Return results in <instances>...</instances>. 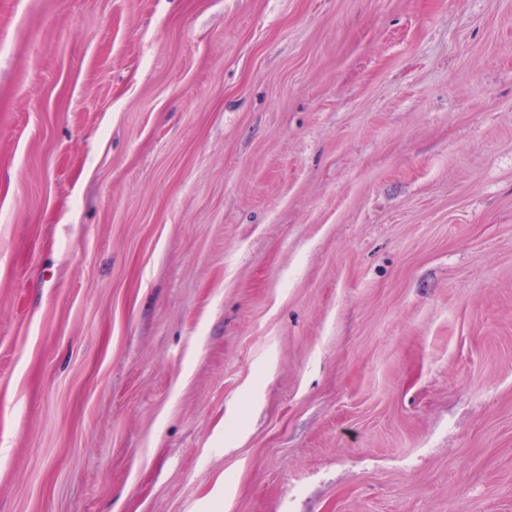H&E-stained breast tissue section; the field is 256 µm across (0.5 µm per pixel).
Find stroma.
I'll list each match as a JSON object with an SVG mask.
<instances>
[{
	"instance_id": "35a3bbf8",
	"label": "stroma",
	"mask_w": 512,
	"mask_h": 512,
	"mask_svg": "<svg viewBox=\"0 0 512 512\" xmlns=\"http://www.w3.org/2000/svg\"><path fill=\"white\" fill-rule=\"evenodd\" d=\"M0 512H512V0H0Z\"/></svg>"
}]
</instances>
